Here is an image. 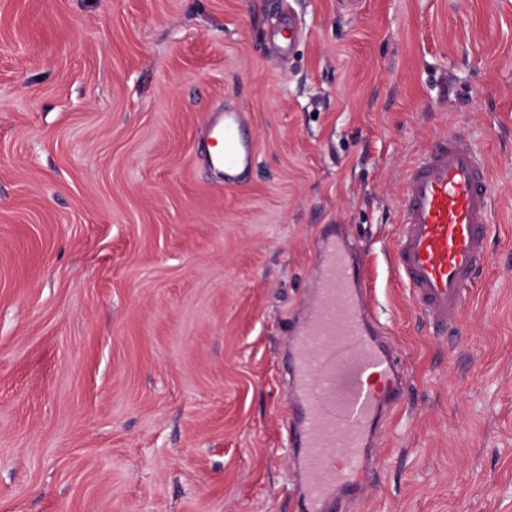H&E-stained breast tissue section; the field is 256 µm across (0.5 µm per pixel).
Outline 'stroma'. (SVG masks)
Segmentation results:
<instances>
[{
    "instance_id": "obj_1",
    "label": "stroma",
    "mask_w": 512,
    "mask_h": 512,
    "mask_svg": "<svg viewBox=\"0 0 512 512\" xmlns=\"http://www.w3.org/2000/svg\"><path fill=\"white\" fill-rule=\"evenodd\" d=\"M227 105L237 190L200 159ZM452 129L491 261L440 336L388 253ZM323 224L405 376L366 512H512V0H0V512H295L280 354ZM245 112L224 109L212 113L205 135L215 144L222 142L221 153L211 158V163L224 171V185H238L256 163V142L244 129Z\"/></svg>"
}]
</instances>
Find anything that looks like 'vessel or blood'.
I'll use <instances>...</instances> for the list:
<instances>
[{"instance_id":"1","label":"vessel or blood","mask_w":512,"mask_h":512,"mask_svg":"<svg viewBox=\"0 0 512 512\" xmlns=\"http://www.w3.org/2000/svg\"><path fill=\"white\" fill-rule=\"evenodd\" d=\"M243 112H213L205 134L223 146L212 164L239 184L257 157ZM492 196L486 160L448 132L405 171L390 262L419 316L453 333L469 289L489 262ZM314 288L288 321L293 428L291 490L298 512H353L364 498L380 430L402 402L404 375L363 285L354 243L337 224L314 241Z\"/></svg>"}]
</instances>
